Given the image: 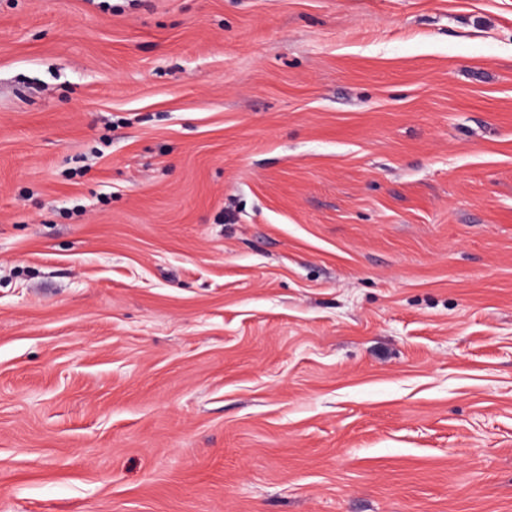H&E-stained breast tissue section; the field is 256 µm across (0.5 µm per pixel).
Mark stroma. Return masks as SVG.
I'll return each mask as SVG.
<instances>
[{
  "label": "stroma",
  "mask_w": 512,
  "mask_h": 512,
  "mask_svg": "<svg viewBox=\"0 0 512 512\" xmlns=\"http://www.w3.org/2000/svg\"><path fill=\"white\" fill-rule=\"evenodd\" d=\"M0 512H512V0H0Z\"/></svg>",
  "instance_id": "35a3bbf8"
}]
</instances>
